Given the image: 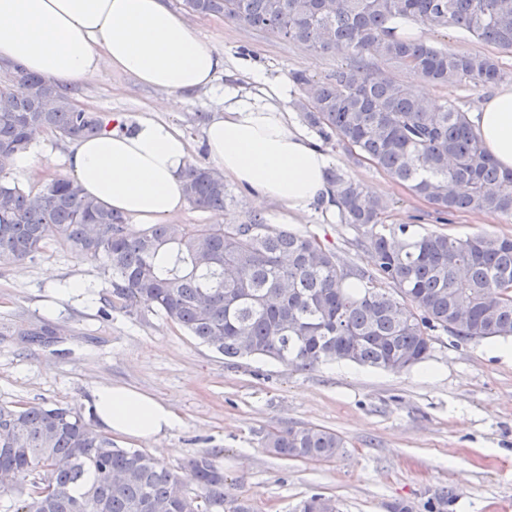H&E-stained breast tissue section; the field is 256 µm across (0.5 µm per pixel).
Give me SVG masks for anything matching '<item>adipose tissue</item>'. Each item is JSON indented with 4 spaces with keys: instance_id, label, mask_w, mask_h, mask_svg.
I'll list each match as a JSON object with an SVG mask.
<instances>
[{
    "instance_id": "obj_1",
    "label": "adipose tissue",
    "mask_w": 512,
    "mask_h": 512,
    "mask_svg": "<svg viewBox=\"0 0 512 512\" xmlns=\"http://www.w3.org/2000/svg\"><path fill=\"white\" fill-rule=\"evenodd\" d=\"M0 60L64 86L101 66L163 91L169 110L185 94L213 88L224 57L202 41L164 0H0ZM255 92L224 87V110L204 125L207 155L257 205L278 203L286 222L321 204L336 212L325 172L330 157L276 103L277 85L251 68ZM468 119L484 149L512 170V86L497 89ZM120 117L97 136L76 140L65 161L85 195L130 217L162 224L188 205L190 144L175 124L143 118L120 130ZM105 429L154 440L181 423L165 402L131 387L101 385L91 393Z\"/></svg>"
}]
</instances>
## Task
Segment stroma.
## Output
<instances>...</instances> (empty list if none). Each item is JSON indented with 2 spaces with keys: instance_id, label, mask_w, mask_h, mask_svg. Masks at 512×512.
Instances as JSON below:
<instances>
[{
  "instance_id": "35a3bbf8",
  "label": "stroma",
  "mask_w": 512,
  "mask_h": 512,
  "mask_svg": "<svg viewBox=\"0 0 512 512\" xmlns=\"http://www.w3.org/2000/svg\"><path fill=\"white\" fill-rule=\"evenodd\" d=\"M190 28L224 57L215 89L188 94L167 113L189 137L190 161L207 164L203 126L223 106L225 85L248 88L246 64L260 67L283 91L282 106L297 108L294 71L321 80L349 65L341 55L224 19L189 12L184 0H167ZM422 41L437 47L498 58L503 84L512 85V54L477 42L455 27L420 28ZM383 76L413 82L427 99L471 112L488 95L486 87L462 82L434 85L412 79L383 62ZM74 104L103 116L122 114L127 126L159 110L165 95L133 77L107 69L71 86ZM70 141L48 132L27 151L30 171L22 184L36 190L47 180L67 178L64 157ZM342 169L388 205L384 224H408L419 233L463 238L478 233L512 237V216L436 211L409 184L372 162L327 147ZM231 197L223 214L187 207L177 224H244L261 216L284 228L278 204L255 210L251 197L227 183ZM315 236L347 262L372 268L362 238L313 206L293 226ZM79 280L82 295L59 299L61 285ZM109 285L99 264L53 241L35 257L0 267V404L69 405L94 422L91 391L120 383L170 404L181 419L158 441L113 436L116 447L146 452L176 469L209 453L256 512H291L303 497L321 492L336 498L339 512H388L391 503L411 502L426 512L429 497L451 490L449 512H512V357L502 355L505 338L458 341L438 332L429 359L410 370L390 372L354 363L331 362L297 370L266 358L225 360L199 344L154 307L130 316L108 305ZM52 335L34 339L43 325ZM315 425L343 436L346 448L329 461L286 460L263 448L271 428Z\"/></svg>"
}]
</instances>
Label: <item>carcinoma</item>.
<instances>
[{"instance_id": "1", "label": "carcinoma", "mask_w": 512, "mask_h": 512, "mask_svg": "<svg viewBox=\"0 0 512 512\" xmlns=\"http://www.w3.org/2000/svg\"><path fill=\"white\" fill-rule=\"evenodd\" d=\"M198 14L222 15L303 43L348 54L355 64L323 80L291 74L302 122L325 145L374 162L438 211L512 215V171L485 152L464 112L427 102L411 84L384 78L370 63L392 60L437 84L499 83L496 58L460 54L402 39L399 19L448 24L512 53V0H185ZM28 88L19 98L13 82ZM0 266L34 257L58 237L99 263L112 306L132 315L154 305L167 321L228 360L260 356L311 369L350 362L400 372L425 362L442 330L461 341L512 335V238L416 235L407 224L383 232L387 204L340 169L328 172L343 224L362 232L373 270L344 262L315 237L247 224H152L131 233L126 218L84 195L74 181L51 179L37 192L11 178V159L52 132L71 140L104 128L78 111L51 81L0 67ZM187 197L222 213L224 176L189 168ZM0 472L23 482L13 512H254L231 491L206 453L171 469L140 450L117 448L71 407L0 405ZM263 447L292 460L336 458L339 434L316 426L268 430ZM293 512H338L313 493Z\"/></svg>"}]
</instances>
